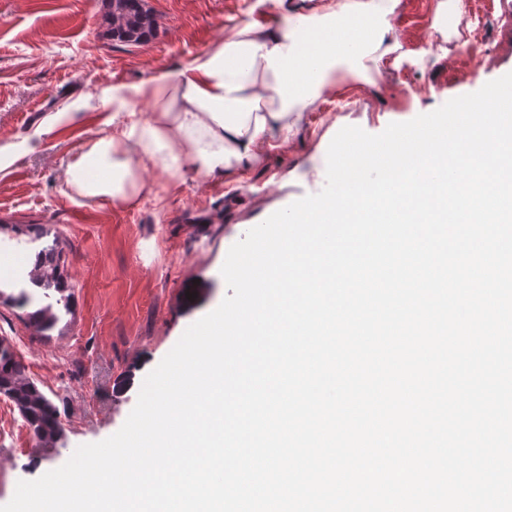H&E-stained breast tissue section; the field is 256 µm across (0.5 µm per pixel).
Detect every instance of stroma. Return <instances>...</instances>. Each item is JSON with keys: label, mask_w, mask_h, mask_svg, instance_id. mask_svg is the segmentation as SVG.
<instances>
[{"label": "stroma", "mask_w": 512, "mask_h": 512, "mask_svg": "<svg viewBox=\"0 0 512 512\" xmlns=\"http://www.w3.org/2000/svg\"><path fill=\"white\" fill-rule=\"evenodd\" d=\"M156 19L148 42L110 34L105 0H0V143L70 109L77 120L45 138L0 175V258L30 257L59 243L73 287L71 314L50 335L24 310L0 302V342L56 406L63 436L46 446L0 398V505L21 480L62 466L78 446L116 433L134 408L137 380L230 290L221 275L229 248L310 188H323V138L337 126L375 134L429 113L512 72V0H401L386 56L372 82L340 80L311 108L288 152H272L237 187L202 173L147 166L155 200L104 206L65 185L66 163L112 109V88L188 64L227 25L282 20L273 0H145ZM477 61L456 54L471 40ZM40 224L17 241L13 226Z\"/></svg>", "instance_id": "obj_1"}]
</instances>
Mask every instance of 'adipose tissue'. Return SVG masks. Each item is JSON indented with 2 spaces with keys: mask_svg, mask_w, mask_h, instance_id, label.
Masks as SVG:
<instances>
[{
  "mask_svg": "<svg viewBox=\"0 0 512 512\" xmlns=\"http://www.w3.org/2000/svg\"><path fill=\"white\" fill-rule=\"evenodd\" d=\"M399 3L317 0L284 26H233L189 64L113 87L114 109L102 120L106 133L68 163V186L113 205L137 203L154 194L138 171L148 164L167 170L177 161L240 183L271 151L292 145L307 109L335 85L337 70L368 81L367 62ZM144 101L152 110L142 121L136 108ZM75 119L59 112L23 141L0 144V171Z\"/></svg>",
  "mask_w": 512,
  "mask_h": 512,
  "instance_id": "obj_1",
  "label": "adipose tissue"
}]
</instances>
